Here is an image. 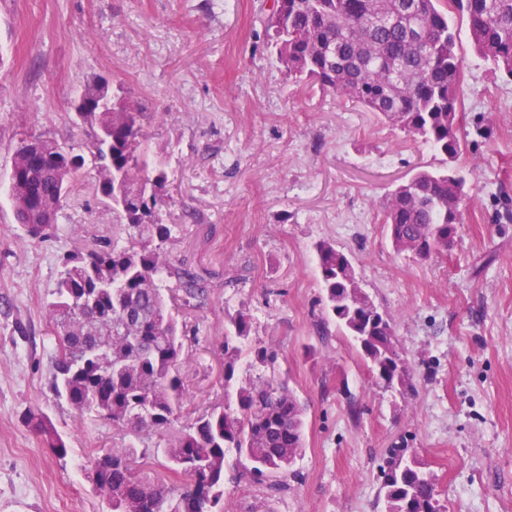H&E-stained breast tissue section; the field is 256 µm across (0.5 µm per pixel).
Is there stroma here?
I'll use <instances>...</instances> for the list:
<instances>
[{
  "mask_svg": "<svg viewBox=\"0 0 512 512\" xmlns=\"http://www.w3.org/2000/svg\"><path fill=\"white\" fill-rule=\"evenodd\" d=\"M270 0H0V512H109L90 479L93 452L121 438L53 384L45 306L65 251L124 237L75 180L50 237L16 224L7 189L15 145L46 136L79 154L89 128L69 110L92 76L162 118L147 127L166 155L175 265L231 278L204 304L175 302L181 423L224 400L212 348L239 311L253 343L306 406L305 448L283 492L224 476L227 512H384L379 466L405 442L438 478L445 512H512V83L459 40L457 165L467 206L448 253L395 251L380 222L395 185L443 157L375 113L289 78L265 20ZM352 260L387 313L414 393L376 385L350 337L318 329L314 246ZM358 404L350 415L349 401ZM44 417L58 453L31 428Z\"/></svg>",
  "mask_w": 512,
  "mask_h": 512,
  "instance_id": "35a3bbf8",
  "label": "stroma"
}]
</instances>
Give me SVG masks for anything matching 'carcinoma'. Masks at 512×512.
Segmentation results:
<instances>
[{"label":"carcinoma","instance_id":"cac0c4a2","mask_svg":"<svg viewBox=\"0 0 512 512\" xmlns=\"http://www.w3.org/2000/svg\"><path fill=\"white\" fill-rule=\"evenodd\" d=\"M459 17L477 56L512 81V0H272L270 45L288 75L311 80L353 105L395 123L446 161H457L454 133L462 67L457 53ZM80 96L112 103L105 112L76 118L99 132L91 161L96 191L112 204L126 238L100 249L62 257L56 297L46 314L57 336L54 387L79 411L92 410L112 427L136 437L168 430L184 397L175 373L182 354L178 322L163 294L164 275L176 278L185 302H202L206 280L172 267L166 245L170 200L164 157L148 145V113L115 96L92 77ZM14 152L9 198L26 234L41 239L57 224L69 184L86 159L52 138L29 136ZM469 195L454 167L420 170L398 185L383 207L392 247L420 260L444 253L462 223ZM323 296L319 323L331 319L350 336L377 382L413 392L411 368L398 351L388 316L359 287L355 268L330 242L316 245ZM96 297L93 312L73 318L77 300ZM75 344H105L110 357L82 362ZM250 317L224 325L218 352L224 362V403L181 427L156 448L169 470L188 478L180 487L147 484L132 468L133 444L93 458L91 480L112 512H224V467L245 461L240 477L272 494L304 448L306 408L273 373L277 354L249 344ZM385 512H442L436 478L416 449L395 446L380 466Z\"/></svg>","mask_w":512,"mask_h":512}]
</instances>
